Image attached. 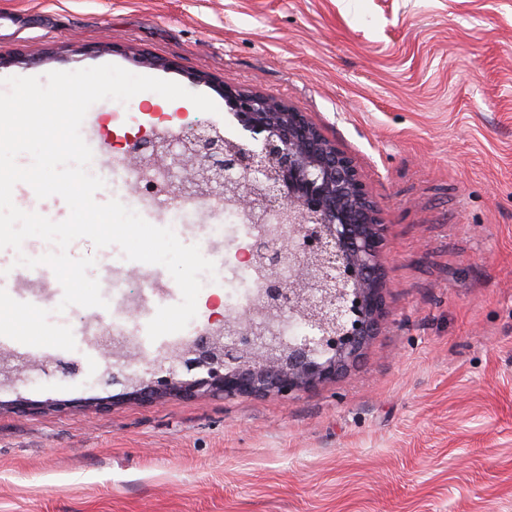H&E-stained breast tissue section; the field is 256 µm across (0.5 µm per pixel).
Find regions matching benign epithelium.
I'll use <instances>...</instances> for the list:
<instances>
[{
  "label": "benign epithelium",
  "instance_id": "obj_1",
  "mask_svg": "<svg viewBox=\"0 0 512 512\" xmlns=\"http://www.w3.org/2000/svg\"><path fill=\"white\" fill-rule=\"evenodd\" d=\"M222 93L243 129L262 139L260 149L228 146L224 135L198 122L177 134L132 141L129 159L145 173L163 172L169 194L179 199L222 196L234 186L244 209L288 216L289 238L278 247L259 241L251 249L266 269L264 301L254 317L226 321L157 357L161 377L125 376L142 401L200 390L228 399L270 391L288 398L354 362L383 316L385 239L353 161L280 101L230 85ZM286 262L296 270L287 283L278 273ZM286 307L299 313L307 336L268 346L257 318L269 321ZM321 345L327 354H317ZM44 372L35 358L0 355V386L31 382Z\"/></svg>",
  "mask_w": 512,
  "mask_h": 512
}]
</instances>
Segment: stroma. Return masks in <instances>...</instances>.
I'll use <instances>...</instances> for the list:
<instances>
[{
    "label": "stroma",
    "mask_w": 512,
    "mask_h": 512,
    "mask_svg": "<svg viewBox=\"0 0 512 512\" xmlns=\"http://www.w3.org/2000/svg\"><path fill=\"white\" fill-rule=\"evenodd\" d=\"M129 51L176 62L133 66ZM0 78L202 72L303 113L377 209L385 311L356 362L283 398L140 403L48 371L0 388V512H512V0H0ZM138 93L124 130L191 124Z\"/></svg>",
    "instance_id": "obj_1"
}]
</instances>
